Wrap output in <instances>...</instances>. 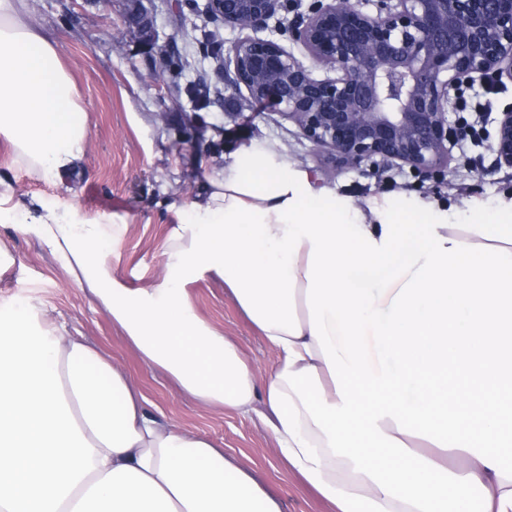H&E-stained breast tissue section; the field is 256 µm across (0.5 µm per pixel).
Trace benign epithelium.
Instances as JSON below:
<instances>
[{"label":"benign epithelium","mask_w":512,"mask_h":512,"mask_svg":"<svg viewBox=\"0 0 512 512\" xmlns=\"http://www.w3.org/2000/svg\"><path fill=\"white\" fill-rule=\"evenodd\" d=\"M327 0L279 17L284 0H206L208 16L239 32L224 75L253 101H270L315 146L346 162L409 165L433 172L448 163V145L466 126L448 121L464 85L512 82V0ZM129 23L153 37L143 0ZM288 31L312 60L330 71L317 78L277 39ZM193 150L207 123L190 117ZM499 165L512 168V106L497 121Z\"/></svg>","instance_id":"benign-epithelium-1"}]
</instances>
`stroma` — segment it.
I'll return each mask as SVG.
<instances>
[{
  "instance_id": "1",
  "label": "stroma",
  "mask_w": 512,
  "mask_h": 512,
  "mask_svg": "<svg viewBox=\"0 0 512 512\" xmlns=\"http://www.w3.org/2000/svg\"><path fill=\"white\" fill-rule=\"evenodd\" d=\"M33 20L60 41L63 58L88 108L85 158L72 177L46 181L32 175L12 147L0 138V187L12 203L33 207L48 202L62 207L77 202L80 214L124 227L110 249L113 275L126 288L149 289L164 275V252L179 222L175 207L198 193L204 169H214L241 145L275 143L317 186L364 206L371 197L398 200L420 197L444 205L451 221L464 224L475 211H491L512 198V169L496 167L490 150L498 112L512 104V83L486 92L482 84L465 90L472 98L490 97L484 112L452 109L465 120L474 139L457 143L448 167L425 175L410 167L347 166L305 140L299 129L275 113L236 93L226 82L212 83L209 103L197 109L186 93L170 84L164 68L172 52L189 56L180 80L211 75L218 58L227 57L238 33L209 21L186 0H155L153 43L128 23V0H28ZM201 113L208 124L197 152L176 150L181 128ZM186 293L194 313L231 337L253 365L272 368L274 350L253 329L224 291L221 280L204 274ZM30 303L67 335L96 347L120 366L163 421L207 436L238 463L257 471L274 488L284 512H328L327 505L281 461L276 444L256 414L206 408L182 395L163 372L150 368L127 342L122 330L99 304L79 268L64 269L42 243L0 223V305Z\"/></svg>"
}]
</instances>
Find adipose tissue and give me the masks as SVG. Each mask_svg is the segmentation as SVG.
<instances>
[{
	"mask_svg": "<svg viewBox=\"0 0 512 512\" xmlns=\"http://www.w3.org/2000/svg\"><path fill=\"white\" fill-rule=\"evenodd\" d=\"M87 112L26 0H0V136L31 174L80 166ZM177 212L164 278L136 292L106 259L121 225L0 193V223L79 267L144 363L202 405L262 403L333 512H512V203L468 224L416 199L362 210L252 143ZM203 272L275 350L270 371L193 313L185 286ZM145 402L32 305L0 307V512H283Z\"/></svg>",
	"mask_w": 512,
	"mask_h": 512,
	"instance_id": "adipose-tissue-1",
	"label": "adipose tissue"
}]
</instances>
